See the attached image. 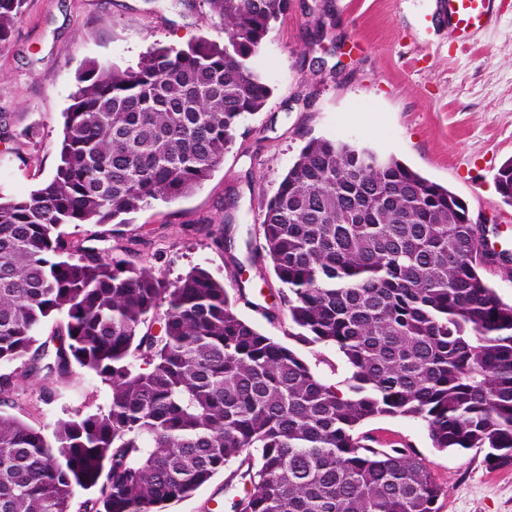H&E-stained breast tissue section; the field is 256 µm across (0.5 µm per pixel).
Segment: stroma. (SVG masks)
<instances>
[{
    "instance_id": "obj_1",
    "label": "stroma",
    "mask_w": 512,
    "mask_h": 512,
    "mask_svg": "<svg viewBox=\"0 0 512 512\" xmlns=\"http://www.w3.org/2000/svg\"><path fill=\"white\" fill-rule=\"evenodd\" d=\"M436 0H292L268 34L260 66L273 86L261 111L241 127L234 147L190 195L159 203L126 224H64L72 248L108 250L173 280L194 266L223 280L237 313L295 350L326 383L343 379L335 348L292 338L287 306L276 318L258 311L282 286L273 273L239 297L228 278L232 258L260 250L263 209L312 137L355 140L395 156L448 186L472 216L492 217L487 239L512 254V207L495 174L512 158V0H494L490 29L457 42L434 23ZM222 41L204 0H26L9 43L0 48V190L26 195L58 163L64 114L77 74L92 61L136 64L154 45ZM234 206V251L218 247L224 209ZM12 376L10 413L52 429L73 413L106 407L92 374L55 382L0 366ZM382 448L423 459L443 493L437 512H512V466L489 469L482 448H433L424 422L383 416L362 426ZM225 467L166 512H234L243 486Z\"/></svg>"
}]
</instances>
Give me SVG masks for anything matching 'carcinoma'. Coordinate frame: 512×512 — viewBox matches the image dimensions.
Masks as SVG:
<instances>
[{
  "label": "carcinoma",
  "instance_id": "obj_1",
  "mask_svg": "<svg viewBox=\"0 0 512 512\" xmlns=\"http://www.w3.org/2000/svg\"><path fill=\"white\" fill-rule=\"evenodd\" d=\"M205 2L224 42L88 64L51 179L28 196L0 191V366L57 381L83 370L110 395L49 438L3 410L0 376V512H72L91 489L84 512H162L235 461L251 484L239 512H437L426 463L360 428L420 419L433 447L512 465V305L481 274L486 227L449 188L321 136L268 201L262 257L291 336L336 348V384L244 320L206 269L169 281L120 256L75 258L57 233L191 194L264 107L273 87L258 60L291 0ZM24 4L0 0V46ZM495 182L512 206V159ZM56 315L63 325L42 336Z\"/></svg>",
  "mask_w": 512,
  "mask_h": 512
}]
</instances>
